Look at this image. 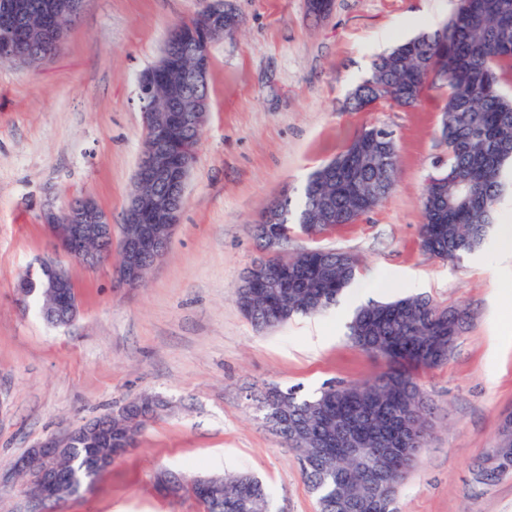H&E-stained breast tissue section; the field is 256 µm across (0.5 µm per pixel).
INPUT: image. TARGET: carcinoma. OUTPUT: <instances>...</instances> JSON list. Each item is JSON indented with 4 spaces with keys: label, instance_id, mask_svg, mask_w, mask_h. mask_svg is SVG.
<instances>
[{
    "label": "carcinoma",
    "instance_id": "obj_1",
    "mask_svg": "<svg viewBox=\"0 0 512 512\" xmlns=\"http://www.w3.org/2000/svg\"><path fill=\"white\" fill-rule=\"evenodd\" d=\"M512 0H474L464 20L452 13L442 31L423 34L378 54L370 76L351 93L348 104L361 110L377 101L412 107L428 89L446 93L441 136L448 148L442 166L481 180L472 189L450 180L428 184L421 197L423 224L420 249L430 258L455 262L478 250L488 237L496 206L506 191L503 168L512 161V97L503 84L512 81ZM374 128L354 136L333 158L308 177L298 208L289 197L279 199L287 220L329 232L354 224L378 206L394 189L399 156L388 139L380 152ZM285 258L279 256L277 260ZM296 287L288 295L259 297L250 322L258 331L277 327L297 316L320 314L344 297L358 271V259L345 251L319 246L285 259ZM437 303L427 296H407L390 302L370 301L358 306L346 325L350 341L387 363L381 374L364 380L329 384L314 395L298 388L279 390L265 413L278 412L296 430L287 444L295 453L319 512H398L397 494L362 482L361 465L369 457L385 470L388 460L377 452V442L346 450L331 443L336 420L359 431L387 430L408 417L407 405L424 396L418 383L421 369L443 365L447 359L424 362L420 350L439 334ZM493 455L476 469L484 483L512 474V437L502 430ZM214 487L205 498L191 486L203 512H268L269 493L248 473L210 476Z\"/></svg>",
    "mask_w": 512,
    "mask_h": 512
}]
</instances>
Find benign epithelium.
I'll list each match as a JSON object with an SVG mask.
<instances>
[{
	"mask_svg": "<svg viewBox=\"0 0 512 512\" xmlns=\"http://www.w3.org/2000/svg\"><path fill=\"white\" fill-rule=\"evenodd\" d=\"M83 0H4L0 3V59L10 65L23 63L26 55L22 47L26 35L18 28L17 20H29L36 15L40 20L38 35L54 33L56 40H64L62 27L69 18L79 13ZM203 14L206 26L185 33L178 28L171 32L168 44L159 61L142 71L138 77L137 93L144 117V128L155 125L156 89L166 87L167 100L163 126L168 134L157 137L147 156L141 158L134 176V189L125 207L120 225L118 260L115 267L117 282L129 288L143 284L145 272L153 268L168 251L169 242L179 223L184 207L186 188L194 167L188 152L176 155V144L190 141L192 130L186 124L187 113L194 114V122L203 126L210 109V100L197 94V89L208 84L211 58L210 46L233 34L242 20L232 0H205ZM42 218L54 240L58 252L77 258L87 268H96L104 259L112 258V217L95 201L84 198L73 205L43 210ZM265 239V251L271 257L281 253L288 243L292 229L283 222L279 209L265 208L260 222L253 227ZM48 271L44 282L46 291L53 295L47 310L50 319L70 325L79 311V297L65 267L45 263ZM283 292L288 288V268L265 261L250 265L242 277L244 312H249L257 297L258 286ZM446 332L435 337L429 348L428 359L448 354L461 335V327L442 318ZM342 445L358 448L365 445V435L345 425H336ZM414 447L403 456V471H408L420 455L424 429L413 427L404 431ZM87 446L85 467L89 471H105L133 446L112 447V428L95 421L50 437L27 449L10 462L7 471H0V484L15 478H24L36 486L31 495L32 512H45L49 501L67 499L93 483L82 478L64 481L50 463L72 456L74 448ZM160 490L171 497L182 493L184 479L172 472L161 478Z\"/></svg>",
	"mask_w": 512,
	"mask_h": 512,
	"instance_id": "7a95c632",
	"label": "benign epithelium"
}]
</instances>
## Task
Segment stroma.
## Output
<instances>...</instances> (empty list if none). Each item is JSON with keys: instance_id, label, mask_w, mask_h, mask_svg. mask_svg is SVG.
Wrapping results in <instances>:
<instances>
[{"instance_id": "1", "label": "stroma", "mask_w": 512, "mask_h": 512, "mask_svg": "<svg viewBox=\"0 0 512 512\" xmlns=\"http://www.w3.org/2000/svg\"><path fill=\"white\" fill-rule=\"evenodd\" d=\"M455 5L334 0L317 18L307 0H234L244 25L210 48V112L166 256L140 288L115 287L112 264L67 262L80 306L64 327L45 321L37 300L18 301L20 276L58 258L42 212L86 197L120 224L144 147L138 77L203 0H85L54 57L0 67V466L149 395L164 406L135 448L57 512H201L191 495L158 491L164 470L191 480L249 472L271 512H317L255 398L272 383L312 394L385 363L348 341L344 305L259 332L236 290L261 255L253 226L267 203L299 200L314 169L378 125L395 135L397 187L319 244L358 256L350 290L361 301L416 292L470 314L447 363L420 377L429 438L399 512H512V477L483 483L474 473L512 413V260L486 247L452 265L419 248L421 196L447 155L445 95L343 108L376 55L441 29Z\"/></svg>"}]
</instances>
